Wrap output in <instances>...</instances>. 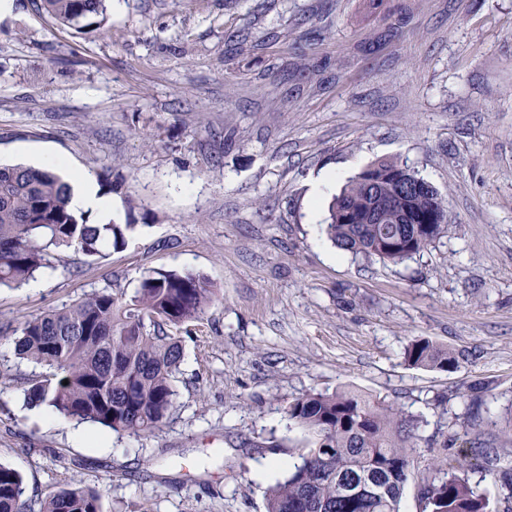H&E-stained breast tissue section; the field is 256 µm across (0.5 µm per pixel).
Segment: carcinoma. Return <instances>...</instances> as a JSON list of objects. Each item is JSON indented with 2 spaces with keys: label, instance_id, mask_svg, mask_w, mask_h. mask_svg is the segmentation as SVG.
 Listing matches in <instances>:
<instances>
[{
  "label": "carcinoma",
  "instance_id": "carcinoma-1",
  "mask_svg": "<svg viewBox=\"0 0 512 512\" xmlns=\"http://www.w3.org/2000/svg\"><path fill=\"white\" fill-rule=\"evenodd\" d=\"M58 25L101 30L108 0H35ZM415 171L374 162L335 195L326 231L354 255L400 264L447 229L448 207L428 195ZM71 186L47 169L0 166V287L28 282L50 259L73 251L96 260L127 244L135 224H91L70 208ZM384 206L380 224H347L346 212ZM217 293L200 273L153 270L132 299L96 291L46 310L12 335L17 354L48 370L27 397L54 412L114 432L149 436L174 406L173 379L182 359L179 329L201 321ZM411 367L454 370L460 357L427 337L405 351ZM288 419L307 433L299 462L265 492V512H400L416 448L419 420L392 403L350 388L307 392L288 402ZM485 476L497 485L493 448H480ZM419 512H512V494L496 498L470 482L463 465L434 459L417 487ZM0 512H102V494L68 485L44 498L25 497L20 475L0 463Z\"/></svg>",
  "mask_w": 512,
  "mask_h": 512
}]
</instances>
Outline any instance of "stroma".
<instances>
[{"label":"stroma","instance_id":"obj_1","mask_svg":"<svg viewBox=\"0 0 512 512\" xmlns=\"http://www.w3.org/2000/svg\"><path fill=\"white\" fill-rule=\"evenodd\" d=\"M108 31L63 29L34 0L0 16V163L66 158L136 230L92 261L67 252L36 286L0 288V325L152 270L204 275L217 298L180 329L162 430L108 433L26 391L41 367L0 341V462L27 496L100 489L103 512H265L304 431L288 401L349 386L420 421L419 469L483 476L474 437L512 460V0H120ZM395 159L449 211L394 265L339 250L311 185ZM425 336L462 354L417 369ZM475 428H465L468 417ZM271 458L283 468L264 475Z\"/></svg>","mask_w":512,"mask_h":512}]
</instances>
